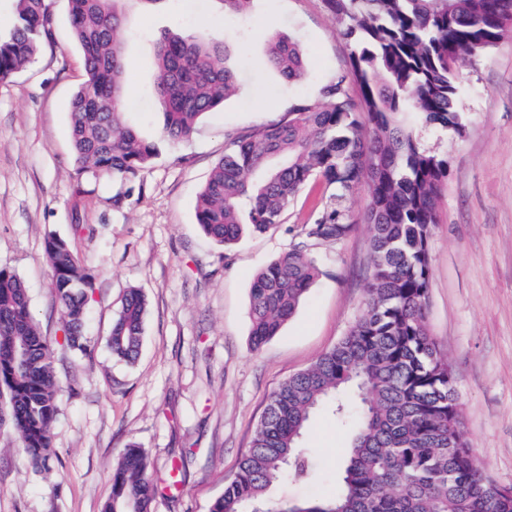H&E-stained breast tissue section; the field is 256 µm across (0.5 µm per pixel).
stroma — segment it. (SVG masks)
Segmentation results:
<instances>
[{
  "label": "stroma",
  "instance_id": "obj_1",
  "mask_svg": "<svg viewBox=\"0 0 512 512\" xmlns=\"http://www.w3.org/2000/svg\"><path fill=\"white\" fill-rule=\"evenodd\" d=\"M47 3L51 39L26 68L0 80V265L22 278L38 330L53 347L60 415L47 472L34 471L15 433L0 428V512H101L113 467L134 445L164 488L153 512H210L250 449L272 392L333 348L365 306L370 227L361 216L369 193L363 186L345 201L354 222L345 239L309 242L321 274L258 351L248 316L253 278L294 244L289 227L307 223L326 191L306 187L282 227L245 235L228 249L197 224V196L224 155L227 132L287 118L297 99L315 97L348 69L350 47L324 0H252L243 18L225 14L222 0H124L118 40L128 62L127 120L158 143L159 154L116 209L121 186L110 179L86 182L83 199L72 193L79 175L69 108L85 71L70 39L68 0ZM201 24L210 40L228 45L238 89L191 139L171 147L161 142L155 43ZM273 30L306 51L301 81L286 83L266 65ZM457 86L461 129L405 115L421 145L449 164L430 240L426 321L453 374L477 467L512 487V36L479 61L460 62ZM79 220L93 225V236H74ZM51 231L73 237L94 280L84 355L60 331L44 250ZM132 287L144 291L149 308L139 356L128 365L113 358L107 338ZM347 445L332 414L317 410L299 443L316 456V477L287 478L271 489L272 499L331 492Z\"/></svg>",
  "mask_w": 512,
  "mask_h": 512
}]
</instances>
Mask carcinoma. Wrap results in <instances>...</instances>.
Returning a JSON list of instances; mask_svg holds the SVG:
<instances>
[{
  "label": "carcinoma",
  "instance_id": "carcinoma-1",
  "mask_svg": "<svg viewBox=\"0 0 512 512\" xmlns=\"http://www.w3.org/2000/svg\"><path fill=\"white\" fill-rule=\"evenodd\" d=\"M15 23L0 36V80L22 70L51 38L45 0H14ZM351 48L352 70L300 99L288 119L225 134V150L196 203L205 234L229 247L247 232L283 223L308 185L331 190L298 232L304 240L269 263L250 288V341L260 349L295 315L321 269L306 241H338L353 222L343 202L360 186L371 202V273L365 307L339 343L271 396L251 448L211 512H512V496L482 474L460 431L462 403L448 363L429 336L425 305L448 158L422 148L400 114L413 108L428 124L459 126L454 110L460 60L478 61L512 34V0H326ZM121 0H68L71 39L85 81L70 105L79 175L133 184L158 155L124 118L127 68L117 41ZM268 65L286 82L302 79L308 59L289 35L268 37ZM155 94L163 139L188 140L200 118L236 92L225 45L204 31H171L156 42ZM357 84L351 94L347 84ZM52 270L64 342L83 352L93 278L71 240L50 232ZM148 300L124 295L107 338L112 355L133 362ZM53 349L40 335L22 279L0 266V427L17 434L39 471L53 459L51 429L60 406ZM329 410L349 434V449L328 496L275 501L287 474L312 475L316 460L299 448L311 415ZM159 492L145 452L125 449L112 472L104 512H151Z\"/></svg>",
  "mask_w": 512,
  "mask_h": 512
}]
</instances>
